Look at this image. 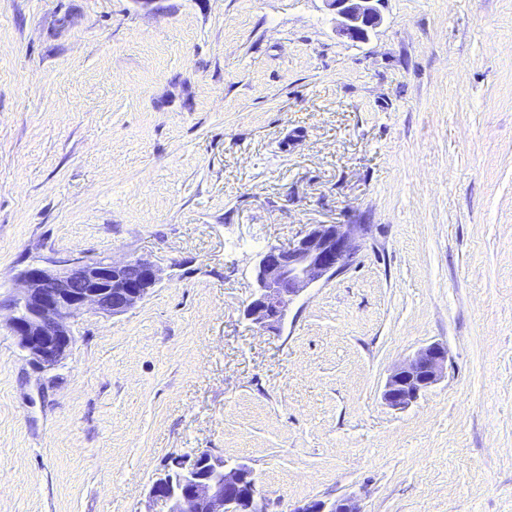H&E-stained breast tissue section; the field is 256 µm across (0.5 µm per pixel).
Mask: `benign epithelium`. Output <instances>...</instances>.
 Segmentation results:
<instances>
[{
  "instance_id": "1",
  "label": "benign epithelium",
  "mask_w": 512,
  "mask_h": 512,
  "mask_svg": "<svg viewBox=\"0 0 512 512\" xmlns=\"http://www.w3.org/2000/svg\"><path fill=\"white\" fill-rule=\"evenodd\" d=\"M340 18L336 33L354 42L368 38L380 22V0H326ZM367 224H315L296 242L273 245L261 256L257 292L245 315L263 330L276 331L301 292L351 265ZM21 288L9 301V327L31 365L40 371L58 365L73 342L72 324L90 310L112 316L142 301L156 286L159 270L149 261L77 258L57 268L31 265L19 275ZM447 351L430 345L388 376L383 399L405 409L443 376ZM151 497L168 512H269L253 469L229 465L208 451L170 457L152 484ZM290 512H360L348 498L309 500Z\"/></svg>"
}]
</instances>
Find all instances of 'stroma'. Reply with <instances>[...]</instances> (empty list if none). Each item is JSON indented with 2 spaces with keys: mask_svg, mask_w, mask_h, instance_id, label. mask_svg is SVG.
Segmentation results:
<instances>
[{
  "mask_svg": "<svg viewBox=\"0 0 512 512\" xmlns=\"http://www.w3.org/2000/svg\"><path fill=\"white\" fill-rule=\"evenodd\" d=\"M0 0V512H163L173 454L246 461L271 512H512V0ZM366 224L279 331L260 254ZM145 259L39 372L28 265ZM441 380L396 410L392 369ZM340 18L336 33L354 42L368 38L369 32L380 22L377 8L380 0H325ZM447 361L448 353L440 345L421 349L409 362L390 373L383 399L394 409L407 408L422 392L440 381ZM291 512H361L356 503L348 497L334 499L333 501L309 500L294 509Z\"/></svg>",
  "mask_w": 512,
  "mask_h": 512,
  "instance_id": "obj_1",
  "label": "stroma"
}]
</instances>
